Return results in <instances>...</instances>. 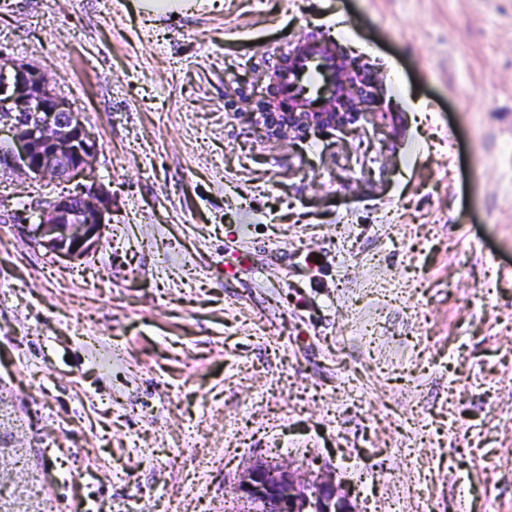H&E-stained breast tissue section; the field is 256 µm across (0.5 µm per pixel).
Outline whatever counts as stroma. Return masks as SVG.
I'll return each mask as SVG.
<instances>
[{"instance_id":"1","label":"stroma","mask_w":512,"mask_h":512,"mask_svg":"<svg viewBox=\"0 0 512 512\" xmlns=\"http://www.w3.org/2000/svg\"><path fill=\"white\" fill-rule=\"evenodd\" d=\"M327 36L381 108L252 118ZM99 139L69 262L0 187V512H231L250 460L335 469L360 512H512V0H0ZM219 1H198L191 0H139L138 8L146 16L168 15L169 13L183 15L185 12L194 10L201 6H212Z\"/></svg>"}]
</instances>
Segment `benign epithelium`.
I'll return each mask as SVG.
<instances>
[{"label": "benign epithelium", "mask_w": 512, "mask_h": 512, "mask_svg": "<svg viewBox=\"0 0 512 512\" xmlns=\"http://www.w3.org/2000/svg\"><path fill=\"white\" fill-rule=\"evenodd\" d=\"M340 91L321 111L275 108L269 99L258 101L259 121L277 134L291 130L299 135L312 128L344 131L361 116L359 105L375 100L380 91L367 69L334 50ZM11 139L0 144V175L9 172L31 185L74 183L75 194L40 200L19 223L38 217L34 238L49 251L82 260L97 250L110 213L111 196L101 185H81L91 177L99 153L96 135L80 114L53 87L40 68L0 58V132ZM231 493L250 504L251 512H360L348 492L336 483L335 471L324 465L300 471L268 459L250 463L231 487Z\"/></svg>", "instance_id": "7a95c632"}]
</instances>
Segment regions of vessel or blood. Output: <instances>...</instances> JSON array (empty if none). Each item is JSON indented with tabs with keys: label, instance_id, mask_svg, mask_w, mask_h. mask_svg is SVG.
<instances>
[{
	"label": "vessel or blood",
	"instance_id": "1",
	"mask_svg": "<svg viewBox=\"0 0 512 512\" xmlns=\"http://www.w3.org/2000/svg\"><path fill=\"white\" fill-rule=\"evenodd\" d=\"M289 62L279 69L273 94L284 105L314 108L336 89V61L322 42L312 40L290 49Z\"/></svg>",
	"mask_w": 512,
	"mask_h": 512
}]
</instances>
